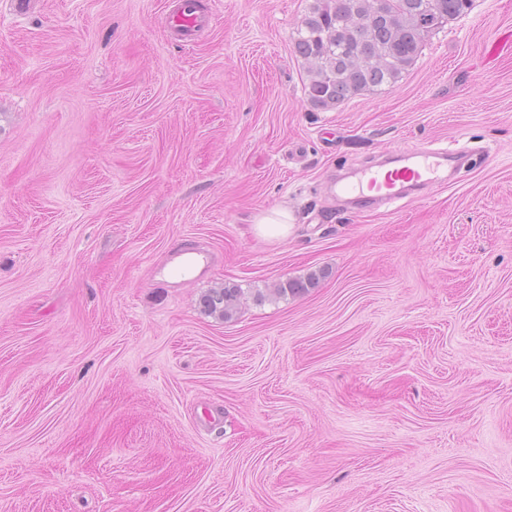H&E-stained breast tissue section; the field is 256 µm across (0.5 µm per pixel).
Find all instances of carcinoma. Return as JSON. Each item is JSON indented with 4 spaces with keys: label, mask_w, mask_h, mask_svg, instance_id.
<instances>
[{
    "label": "carcinoma",
    "mask_w": 512,
    "mask_h": 512,
    "mask_svg": "<svg viewBox=\"0 0 512 512\" xmlns=\"http://www.w3.org/2000/svg\"><path fill=\"white\" fill-rule=\"evenodd\" d=\"M472 0H314L301 20L295 52L308 62V98L330 110L351 97L394 85L416 61L425 39L462 17ZM318 280L280 282L254 295L255 301L297 295ZM241 289L224 285L203 297L210 315L230 319Z\"/></svg>",
    "instance_id": "carcinoma-1"
}]
</instances>
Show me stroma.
I'll use <instances>...</instances> for the list:
<instances>
[{"label": "stroma", "instance_id": "stroma-1", "mask_svg": "<svg viewBox=\"0 0 512 512\" xmlns=\"http://www.w3.org/2000/svg\"><path fill=\"white\" fill-rule=\"evenodd\" d=\"M181 2L0 0V512H512V0L328 111L311 0ZM426 147L471 162L337 206ZM293 217L287 208H276L256 214L252 219L253 231L266 240L286 239L293 227ZM319 278L312 273L306 279L287 280L273 285L272 288H265V291H257L254 295L256 302H263L266 298H285L288 294L297 295L307 288H312ZM242 295L236 286L213 288L203 297V307L208 314L228 320L236 313Z\"/></svg>", "mask_w": 512, "mask_h": 512}]
</instances>
